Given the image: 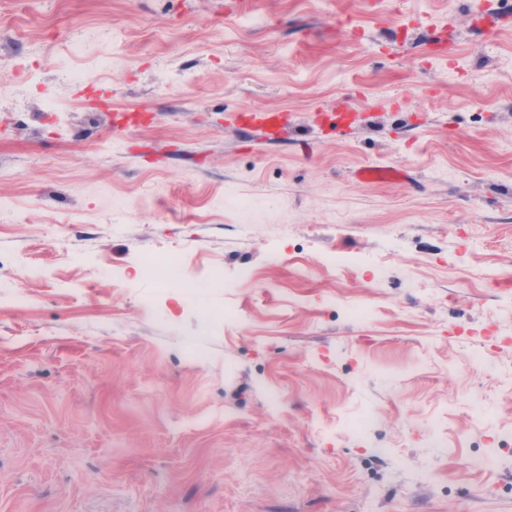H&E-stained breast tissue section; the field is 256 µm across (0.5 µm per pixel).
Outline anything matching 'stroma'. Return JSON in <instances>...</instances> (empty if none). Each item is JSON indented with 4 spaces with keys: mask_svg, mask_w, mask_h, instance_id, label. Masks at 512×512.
Wrapping results in <instances>:
<instances>
[{
    "mask_svg": "<svg viewBox=\"0 0 512 512\" xmlns=\"http://www.w3.org/2000/svg\"><path fill=\"white\" fill-rule=\"evenodd\" d=\"M486 6L490 39L467 0H0V512H512ZM266 109L268 144L225 120ZM404 168L401 166H391V167H371L366 166L360 168L355 173V178L358 181L363 182H374V183H383L389 180L398 179L405 177Z\"/></svg>",
    "mask_w": 512,
    "mask_h": 512,
    "instance_id": "1",
    "label": "stroma"
}]
</instances>
